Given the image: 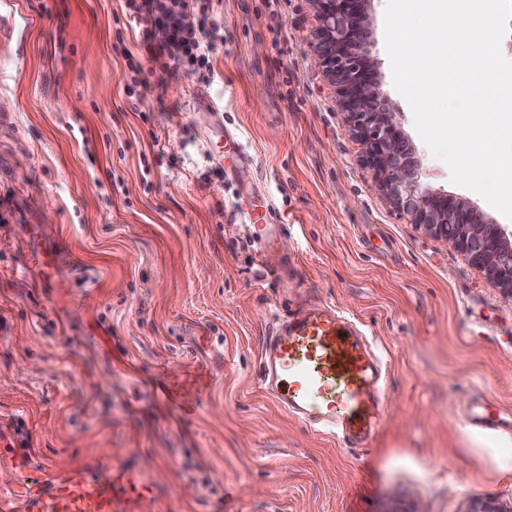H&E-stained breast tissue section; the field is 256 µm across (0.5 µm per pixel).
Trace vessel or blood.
<instances>
[{"instance_id":"obj_1","label":"vessel or blood","mask_w":512,"mask_h":512,"mask_svg":"<svg viewBox=\"0 0 512 512\" xmlns=\"http://www.w3.org/2000/svg\"><path fill=\"white\" fill-rule=\"evenodd\" d=\"M214 116L207 162L230 170L251 166L239 134L225 128L223 111ZM239 216L262 253L286 230L263 197ZM259 363L261 389L285 413L341 447L368 446L383 415L387 362L363 322L321 301L297 306L278 317ZM140 496L131 477L108 467L95 478L71 472L45 492L27 487L22 504L23 512H124Z\"/></svg>"}]
</instances>
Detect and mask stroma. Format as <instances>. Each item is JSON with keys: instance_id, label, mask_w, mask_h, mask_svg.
I'll return each mask as SVG.
<instances>
[{"instance_id": "obj_1", "label": "stroma", "mask_w": 512, "mask_h": 512, "mask_svg": "<svg viewBox=\"0 0 512 512\" xmlns=\"http://www.w3.org/2000/svg\"><path fill=\"white\" fill-rule=\"evenodd\" d=\"M375 0L371 55L426 187L454 184L415 130ZM210 71L126 53L124 0H0V501L75 469L129 470L136 512H512V301L369 187L361 146L311 63L309 0H212ZM250 168L216 173L207 99ZM269 195L288 231L258 256L235 214ZM60 254L51 282L28 250ZM363 321L389 367L363 450L304 427L259 388L276 316L304 294Z\"/></svg>"}]
</instances>
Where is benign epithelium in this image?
I'll return each mask as SVG.
<instances>
[{"label": "benign epithelium", "instance_id": "7a95c632", "mask_svg": "<svg viewBox=\"0 0 512 512\" xmlns=\"http://www.w3.org/2000/svg\"><path fill=\"white\" fill-rule=\"evenodd\" d=\"M317 25L312 62L336 88L348 129L363 146L370 187L394 211L487 276L512 298V231L482 220L461 199L425 188L421 163L387 104L369 51L372 0H310Z\"/></svg>", "mask_w": 512, "mask_h": 512}]
</instances>
